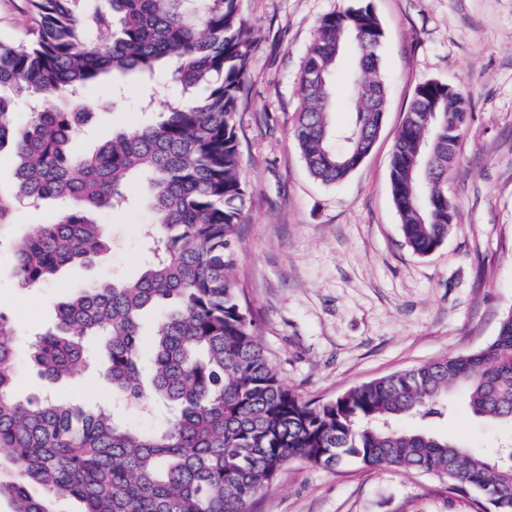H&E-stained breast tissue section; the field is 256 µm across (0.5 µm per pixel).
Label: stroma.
Returning a JSON list of instances; mask_svg holds the SVG:
<instances>
[{
  "mask_svg": "<svg viewBox=\"0 0 512 512\" xmlns=\"http://www.w3.org/2000/svg\"><path fill=\"white\" fill-rule=\"evenodd\" d=\"M384 37L386 112L370 153L342 183L308 173L292 131L298 76L320 19L349 0H241L256 36L238 134L248 191L239 228V274L260 342L283 382L305 399L328 401L369 382L438 359L480 350L512 309V0H367ZM437 80L463 90L470 117L448 181L454 224L427 256L406 246L390 194L393 144L417 86ZM103 83L93 117L76 141L87 151L114 130L135 132L151 115L139 99L163 77ZM148 210L134 205L107 220L111 250L91 269L65 272L42 287L16 288L0 250V311L20 326L18 346L51 325L67 294L139 275ZM19 399L48 392L83 406L113 402L99 370L50 384L26 363L15 369ZM426 430L486 449L499 426L456 396L448 418ZM254 512H474L445 480L393 468L333 470L289 463Z\"/></svg>",
  "mask_w": 512,
  "mask_h": 512,
  "instance_id": "1",
  "label": "stroma"
}]
</instances>
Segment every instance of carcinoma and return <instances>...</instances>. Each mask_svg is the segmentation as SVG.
Listing matches in <instances>:
<instances>
[{
	"mask_svg": "<svg viewBox=\"0 0 512 512\" xmlns=\"http://www.w3.org/2000/svg\"><path fill=\"white\" fill-rule=\"evenodd\" d=\"M32 24L0 40V152L17 159L14 188L0 191V228L23 204H66L59 220L12 245L14 278L33 288L108 249L98 213L118 210L134 187L152 214L150 257L134 279L64 296L53 325L29 344L26 363L49 382L108 357L105 377L129 404L155 403L149 430L101 406L13 395L17 324L0 313V451L15 478L0 483L12 512H252L294 460L334 469L415 470L448 481L476 512H512V436L474 452L404 422L441 418L458 388L471 412L512 428V312L483 349L380 377L323 403L281 380L258 341L237 279L236 234L247 188L237 132L255 38L239 0H28ZM373 11L348 6L321 18L299 76L293 129L309 174L333 185L350 176L381 128L386 86ZM357 53L350 123L330 121L331 77L346 44ZM168 66L182 97L163 119L119 132L89 154L73 148L92 117L87 90L109 75L153 77ZM203 87L202 96L195 90ZM28 112L18 119V106ZM469 102L439 81L420 84L395 137L390 169L402 235L417 255L448 238ZM154 334L142 333L145 312ZM43 496L30 492L31 485ZM497 493L489 501L488 491Z\"/></svg>",
	"mask_w": 512,
	"mask_h": 512,
	"instance_id": "1",
	"label": "carcinoma"
}]
</instances>
